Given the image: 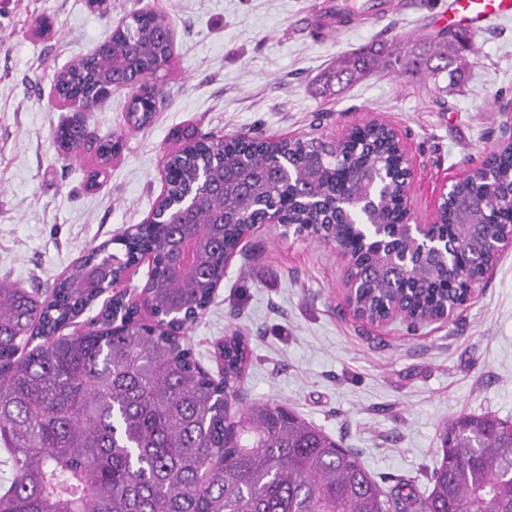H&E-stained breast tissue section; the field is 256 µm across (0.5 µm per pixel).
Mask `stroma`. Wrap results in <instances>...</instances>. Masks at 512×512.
I'll use <instances>...</instances> for the list:
<instances>
[{
    "instance_id": "1",
    "label": "stroma",
    "mask_w": 512,
    "mask_h": 512,
    "mask_svg": "<svg viewBox=\"0 0 512 512\" xmlns=\"http://www.w3.org/2000/svg\"><path fill=\"white\" fill-rule=\"evenodd\" d=\"M319 2L0 0V281L50 295L90 248L141 223L162 192L164 154L194 134L333 141L370 118L387 121L413 161L412 219L431 223L443 185L480 167L512 125L496 102L512 99V18L476 34L468 77L440 109L425 73L406 79L381 69L337 95L321 94L318 80L338 57L372 43L422 48L448 0H407L386 19L323 39L300 27ZM141 8L164 13L176 34L173 64L155 83L164 105L153 124L126 132L125 90L77 116L53 106L54 75ZM43 20L52 30L40 36ZM74 119L94 136L122 138L97 182L91 151L67 159L53 141ZM346 268L333 246L262 225L227 264L187 342L215 376L216 341L241 332L249 362L233 409L279 403L358 452L384 490L430 493L448 423L485 412L512 422V250L452 318L415 331L399 320H357Z\"/></svg>"
}]
</instances>
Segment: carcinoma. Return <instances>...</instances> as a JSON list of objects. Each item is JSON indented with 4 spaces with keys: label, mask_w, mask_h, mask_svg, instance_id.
<instances>
[{
    "label": "carcinoma",
    "mask_w": 512,
    "mask_h": 512,
    "mask_svg": "<svg viewBox=\"0 0 512 512\" xmlns=\"http://www.w3.org/2000/svg\"><path fill=\"white\" fill-rule=\"evenodd\" d=\"M169 20L134 13L112 31L111 53L86 63V71L65 70V90L80 94L88 107L104 102L103 78L128 70L146 72L169 53L158 37ZM473 54L470 38L448 27L431 45L407 55L380 44L343 55L320 79L323 92L343 90L379 68L414 77L426 72L448 77L442 91L460 90ZM155 110L131 95L127 130L150 125ZM88 136L79 123L59 126L56 140L68 151ZM176 195L193 183L199 168L223 181L228 223L197 215L194 265L178 277L166 265V224H141L135 237L122 233L88 251L39 303L23 288L0 282V443L9 466L0 512H512V424L489 413L457 417L441 434L442 461L430 494L386 493L369 475L357 452L341 447L321 429L280 404L266 401L228 417L230 400L247 366L243 336L224 338V377L203 371L193 349L169 332L172 312L185 307L204 313L213 286L224 276L225 254L239 244L241 224L271 209L301 235L330 225L337 248L351 254L356 305L371 320L385 316L398 295L411 293L408 322L437 317L451 290L482 276L496 259L491 240L512 225V141L494 162L455 185L434 222L448 242L463 241L479 262L460 267L445 280L446 258L436 253L413 273L402 275L376 258L357 213L328 205H376L364 219L394 224L402 219V185L392 177L399 157L382 123L353 129L320 156L314 139L284 140L269 147L259 135L208 137L198 157L173 158ZM118 249H112V245ZM149 247L157 264L148 295L159 323H132L117 334L105 330L62 334L91 308L97 292L79 284L91 264L132 258Z\"/></svg>",
    "instance_id": "carcinoma-1"
}]
</instances>
